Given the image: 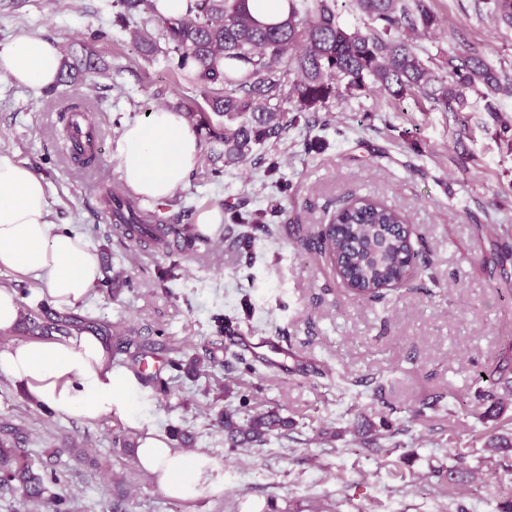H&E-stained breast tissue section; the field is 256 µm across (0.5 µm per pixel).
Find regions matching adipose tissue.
I'll return each instance as SVG.
<instances>
[{"instance_id": "obj_1", "label": "adipose tissue", "mask_w": 512, "mask_h": 512, "mask_svg": "<svg viewBox=\"0 0 512 512\" xmlns=\"http://www.w3.org/2000/svg\"><path fill=\"white\" fill-rule=\"evenodd\" d=\"M60 68L57 47L42 37L21 34L0 46V74L31 90L52 87ZM198 151L186 119L160 109L128 124L114 155L124 184L159 201L186 181ZM50 215L43 177L26 163L0 156V269L33 274L54 306L73 308L101 279L100 257L83 234L56 228ZM0 372L21 383L29 399L89 421L115 412L132 414L144 393L135 374L114 363L111 347L90 333L0 349ZM136 459L171 497L193 498L210 486L208 458L177 452L155 431L139 437Z\"/></svg>"}]
</instances>
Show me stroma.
Segmentation results:
<instances>
[{
	"instance_id": "obj_1",
	"label": "stroma",
	"mask_w": 512,
	"mask_h": 512,
	"mask_svg": "<svg viewBox=\"0 0 512 512\" xmlns=\"http://www.w3.org/2000/svg\"><path fill=\"white\" fill-rule=\"evenodd\" d=\"M442 25L425 39L431 54L449 41L477 48L512 73V30L497 28L475 0H430ZM115 0H0V46L36 32L67 61L93 52L97 70L70 86L34 93L0 79V155L26 162L44 178L54 224L79 230L97 247L112 284H98L81 306L63 312L21 273L0 269L42 326L0 334V349L53 342L57 319L116 344V328L144 341L147 363L168 375V359L200 358L206 375L180 376L168 394L146 389L141 423L173 448L217 462L211 486L173 504L140 469L126 441L137 431L121 415L88 423L47 413L0 373V439L18 449L69 512H502L512 499V454L493 455L490 432L512 431V386L491 373L512 350V151L501 121L512 122V97L499 96V119L474 99L473 110L420 111L413 100L378 92L307 112L265 156L277 172L248 159L224 163V146L198 134L200 152L174 193L186 223L229 203L240 211L278 207L270 237L251 256L249 229L222 221L216 251L144 252L112 233L100 205L103 187L120 183L115 143L127 124L166 108L184 111L199 92L163 58L144 56L117 17ZM106 38L93 40L94 32ZM82 101L99 135L95 169L75 164L59 113ZM371 196L400 210L419 254L407 281L378 302L354 297L333 267L301 240L328 223L336 206ZM238 336L266 338L288 350V369L244 373L225 356L229 340L214 315ZM328 368L325 378L313 368ZM505 404L480 419L482 395ZM250 395L242 406L240 395ZM437 411L416 419L425 403ZM287 418L260 448H232L218 422L232 410L246 421L256 409ZM464 462L474 477L453 485L448 470Z\"/></svg>"
}]
</instances>
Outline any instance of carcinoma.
Wrapping results in <instances>:
<instances>
[{"label":"carcinoma","mask_w":512,"mask_h":512,"mask_svg":"<svg viewBox=\"0 0 512 512\" xmlns=\"http://www.w3.org/2000/svg\"><path fill=\"white\" fill-rule=\"evenodd\" d=\"M365 20L364 28L340 21L339 0H288V15L263 23L247 0H187L185 14L166 17L157 0H117L126 19H140L131 30L146 55L162 53L170 69L190 79L204 102L220 118L208 133L224 142V165L249 159L296 120L292 113L330 109L339 98L379 91L394 100L412 99L445 112L471 110L469 94L484 101L497 117V97L512 95V75L477 51L456 44L437 63L418 40L439 29L429 0H349ZM495 25L512 28V0H480ZM104 212L129 240H153L167 246L172 236L191 252L215 244L196 224L181 223L182 212L165 218L140 207L120 186L105 191ZM239 223L251 225L242 244L254 235H270L263 213ZM413 231L396 208L374 198L355 197L319 224L304 242L314 245L359 299L379 301L385 291L407 279L416 260ZM233 446H262L285 426L274 411H260L240 425L231 413L222 420ZM0 486L18 488L32 498L42 481L31 473L17 449L0 440Z\"/></svg>","instance_id":"obj_1"}]
</instances>
